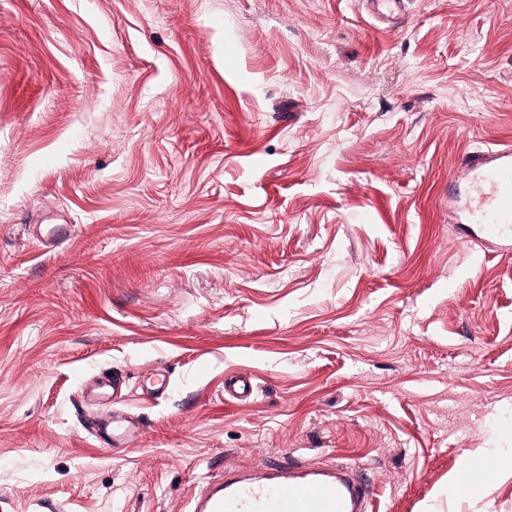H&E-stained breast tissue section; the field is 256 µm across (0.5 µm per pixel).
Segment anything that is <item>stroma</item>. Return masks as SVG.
<instances>
[{
	"label": "stroma",
	"instance_id": "35a3bbf8",
	"mask_svg": "<svg viewBox=\"0 0 512 512\" xmlns=\"http://www.w3.org/2000/svg\"><path fill=\"white\" fill-rule=\"evenodd\" d=\"M487 148L512 0H0V512H188L286 461L358 465L373 512H512ZM116 372L110 450L83 390ZM255 391L256 382L247 372L229 374L224 379V394L233 399H248L254 395ZM132 426L133 423L129 418L113 410L111 420L98 423L92 429L98 441L112 449L124 443Z\"/></svg>",
	"mask_w": 512,
	"mask_h": 512
}]
</instances>
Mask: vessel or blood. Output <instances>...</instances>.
<instances>
[{
  "instance_id": "vessel-or-blood-1",
  "label": "vessel or blood",
  "mask_w": 512,
  "mask_h": 512,
  "mask_svg": "<svg viewBox=\"0 0 512 512\" xmlns=\"http://www.w3.org/2000/svg\"><path fill=\"white\" fill-rule=\"evenodd\" d=\"M464 171L483 183L475 216L484 224L512 223V151L496 150L464 156ZM253 376L241 371L224 379L225 395L244 400L254 395ZM132 422L121 413L98 423L94 434L107 447H120ZM354 464L303 469L293 464L265 471H239L199 488L189 512H367L369 492L352 476Z\"/></svg>"
}]
</instances>
